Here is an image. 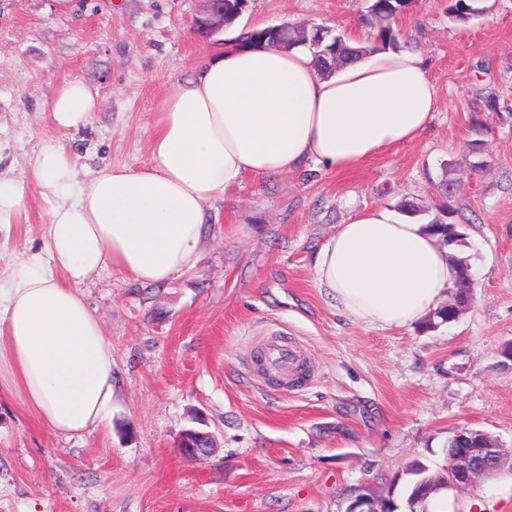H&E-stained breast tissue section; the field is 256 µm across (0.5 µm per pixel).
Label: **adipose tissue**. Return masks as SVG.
<instances>
[{"instance_id":"ef3b65f1","label":"adipose tissue","mask_w":512,"mask_h":512,"mask_svg":"<svg viewBox=\"0 0 512 512\" xmlns=\"http://www.w3.org/2000/svg\"><path fill=\"white\" fill-rule=\"evenodd\" d=\"M438 91L424 60L379 51L321 75L303 48L227 45L167 79L149 161L81 182L64 148L41 151L35 180L54 204L46 251L27 255L0 296V375L50 430L96 429L112 402V345L77 292L106 267L164 283L202 257L207 204L243 177L307 163L351 171L430 125ZM97 90L66 81L45 105L55 127L87 125ZM333 307L376 329L441 307L454 286L438 237L386 207L355 212L313 255Z\"/></svg>"}]
</instances>
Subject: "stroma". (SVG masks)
I'll return each instance as SVG.
<instances>
[{
	"mask_svg": "<svg viewBox=\"0 0 512 512\" xmlns=\"http://www.w3.org/2000/svg\"><path fill=\"white\" fill-rule=\"evenodd\" d=\"M365 0H249L236 27L362 29ZM455 21L448 0H417L398 22L401 49L421 55L438 109L415 141L355 171L244 178L208 204L201 262L165 284L112 269L78 290L112 345L114 394L89 433H52L0 388V512H344L358 489L387 496L418 460L445 462L448 440L475 429L512 448V0ZM197 0H0V178L23 187L27 212L0 223V286L45 249L50 207L32 176L44 145H63L85 180L149 159L153 114L170 76L223 50L235 29L198 33ZM93 86L103 105L77 131L43 105L59 84ZM498 97L497 112L481 96ZM486 144L472 167L470 140ZM452 164L465 220L452 255L474 295L451 323L378 330L343 316L318 288L313 253L355 211L409 200L443 203ZM281 336L304 356L282 390L257 367ZM203 418L217 447H178ZM512 512V475L438 502L437 512Z\"/></svg>",
	"mask_w": 512,
	"mask_h": 512,
	"instance_id": "obj_1",
	"label": "stroma"
}]
</instances>
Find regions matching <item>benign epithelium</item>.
<instances>
[{
  "mask_svg": "<svg viewBox=\"0 0 512 512\" xmlns=\"http://www.w3.org/2000/svg\"><path fill=\"white\" fill-rule=\"evenodd\" d=\"M203 9L196 19V27L204 36H212L224 30V0H202ZM473 296L468 290L448 302L444 321L459 318L462 309ZM458 438L469 444L454 449L448 465L442 471L422 478L416 483L419 493L409 501L406 512H416V505L428 501L434 495L443 497L450 492H465L481 481L498 475L502 466L512 464V448L506 449L488 434L479 430H463ZM180 451L192 458L203 459L212 454L214 443L211 434L200 429H186L179 438ZM390 499H378L363 490L349 501L345 512H391Z\"/></svg>",
  "mask_w": 512,
  "mask_h": 512,
  "instance_id": "obj_1",
  "label": "benign epithelium"
}]
</instances>
